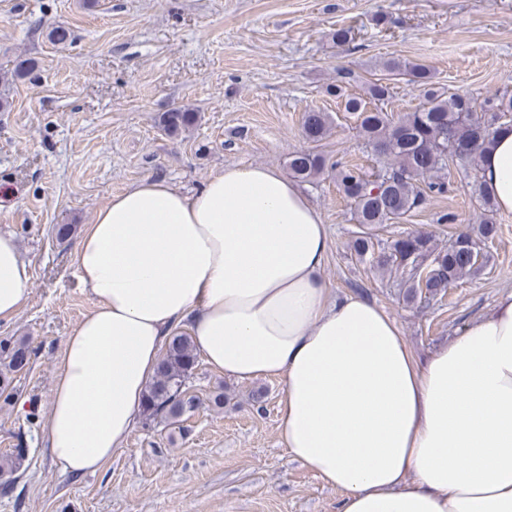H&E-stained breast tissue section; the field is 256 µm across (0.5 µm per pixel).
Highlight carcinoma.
<instances>
[{"mask_svg": "<svg viewBox=\"0 0 512 512\" xmlns=\"http://www.w3.org/2000/svg\"><path fill=\"white\" fill-rule=\"evenodd\" d=\"M380 66L387 75L403 76L419 87L424 103L411 112L394 115L387 111L390 87L379 79L359 96L346 93L343 79L329 86L327 92L342 101L366 147L383 160V165L367 172L362 166L333 160L311 148L293 152L288 171L301 182L312 183L325 176L336 182L350 205L352 220L359 226L350 244L351 253L360 262L370 260L381 271L398 273V299L424 308L443 298L457 281L480 270L486 256H478V251L498 234L493 218L496 205L482 186L480 162L497 132L512 131V90L496 91L481 106L482 115L478 116L470 95L448 94L435 87L426 66L397 57L383 60ZM196 121L197 113L182 106L170 108L159 118L171 135ZM333 124L330 113L309 109L302 117V135L317 145ZM452 164L473 172L472 188L483 208L478 221L456 231L444 246L428 229L398 230L391 239L379 240L373 229L400 224L427 195L451 191ZM33 356L35 351L27 339H0V396L5 400L12 397L15 376L30 369ZM197 365L192 337L181 330L173 333L144 395L146 423L174 424L197 408L199 398L189 394L186 387ZM25 459L26 454L12 449L0 457V472L19 469Z\"/></svg>", "mask_w": 512, "mask_h": 512, "instance_id": "1", "label": "carcinoma"}]
</instances>
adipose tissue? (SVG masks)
<instances>
[{
	"mask_svg": "<svg viewBox=\"0 0 512 512\" xmlns=\"http://www.w3.org/2000/svg\"><path fill=\"white\" fill-rule=\"evenodd\" d=\"M481 178L511 214L512 132ZM328 244L317 208L269 166L225 167L191 193L155 178L112 194L74 251L95 307L59 357L54 461L82 475L123 448L185 324L212 369L281 382V442L340 492L339 512H512V291L420 359L374 303L333 295ZM30 278L0 233V321Z\"/></svg>",
	"mask_w": 512,
	"mask_h": 512,
	"instance_id": "obj_1",
	"label": "adipose tissue"
}]
</instances>
